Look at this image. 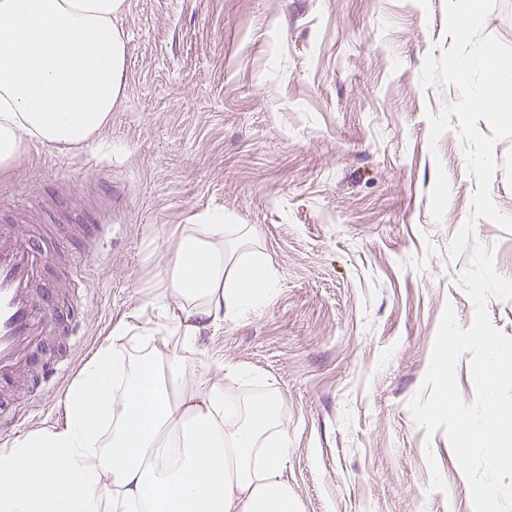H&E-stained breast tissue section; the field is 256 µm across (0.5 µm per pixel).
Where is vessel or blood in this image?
<instances>
[{"label":"vessel or blood","mask_w":512,"mask_h":512,"mask_svg":"<svg viewBox=\"0 0 512 512\" xmlns=\"http://www.w3.org/2000/svg\"><path fill=\"white\" fill-rule=\"evenodd\" d=\"M101 230L98 224L80 225L86 246L82 254H69L71 288L58 297L42 286L53 270L43 233L0 224V382L31 367L49 339L75 345L78 330L71 315L87 303L76 282L86 271V257L97 249ZM29 410L28 401H9L0 394V429L16 425Z\"/></svg>","instance_id":"1"}]
</instances>
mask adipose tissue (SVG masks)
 Instances as JSON below:
<instances>
[{"label": "adipose tissue", "instance_id": "1", "mask_svg": "<svg viewBox=\"0 0 512 512\" xmlns=\"http://www.w3.org/2000/svg\"><path fill=\"white\" fill-rule=\"evenodd\" d=\"M126 0H0V171L26 141L58 153L91 144L124 92ZM224 212L184 225L156 302L164 330L112 329L66 396L62 428L0 450V512H299L285 476L277 398L236 401L189 370L183 350L225 315L268 304L276 280ZM175 337L178 347L158 343ZM148 352L131 361L126 345Z\"/></svg>", "mask_w": 512, "mask_h": 512}]
</instances>
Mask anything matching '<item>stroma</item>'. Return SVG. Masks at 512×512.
<instances>
[{"instance_id":"obj_1","label":"stroma","mask_w":512,"mask_h":512,"mask_svg":"<svg viewBox=\"0 0 512 512\" xmlns=\"http://www.w3.org/2000/svg\"><path fill=\"white\" fill-rule=\"evenodd\" d=\"M124 97L98 140L59 155L36 142L0 175V216L111 225L85 285L69 372L38 397L0 448L57 428L65 397L118 319L150 325L183 225L220 209L250 225L278 283L272 301L204 330L191 368L237 400L276 396L288 430L286 476L301 512H473L444 432L426 435L421 390L445 305L469 327L450 247L477 188L457 124L429 143L428 114L455 102L422 87L428 55L452 45L445 0H128ZM491 184L512 214V139ZM450 182L430 214L437 167ZM123 201L105 210L106 191ZM475 239L512 279V234L477 220ZM446 488H430L427 455Z\"/></svg>"}]
</instances>
